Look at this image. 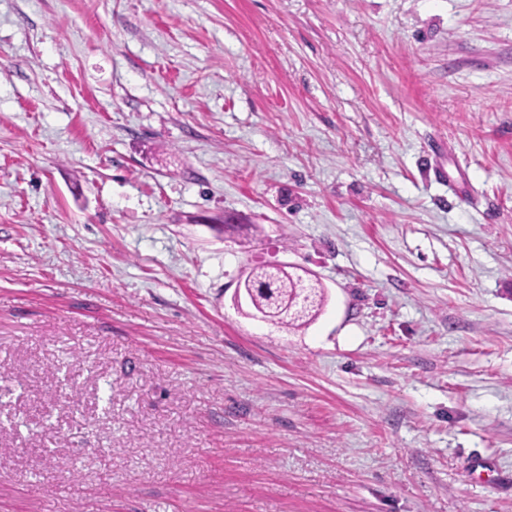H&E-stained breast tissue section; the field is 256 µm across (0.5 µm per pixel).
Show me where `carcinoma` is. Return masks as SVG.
<instances>
[{"mask_svg": "<svg viewBox=\"0 0 512 512\" xmlns=\"http://www.w3.org/2000/svg\"><path fill=\"white\" fill-rule=\"evenodd\" d=\"M250 282L257 285L248 294L250 309L273 324L306 326L317 317L326 301L319 281L295 271L257 266L251 270Z\"/></svg>", "mask_w": 512, "mask_h": 512, "instance_id": "obj_1", "label": "carcinoma"}]
</instances>
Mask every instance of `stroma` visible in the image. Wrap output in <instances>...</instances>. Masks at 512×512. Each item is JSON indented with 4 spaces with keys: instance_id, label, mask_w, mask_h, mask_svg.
<instances>
[{
    "instance_id": "35a3bbf8",
    "label": "stroma",
    "mask_w": 512,
    "mask_h": 512,
    "mask_svg": "<svg viewBox=\"0 0 512 512\" xmlns=\"http://www.w3.org/2000/svg\"><path fill=\"white\" fill-rule=\"evenodd\" d=\"M0 512H512V0H0ZM250 282L258 285L246 294L245 277L236 289L237 306L241 289L253 311L272 324L301 327L312 322L323 308L326 296L322 284L295 271L257 266L251 270Z\"/></svg>"
}]
</instances>
